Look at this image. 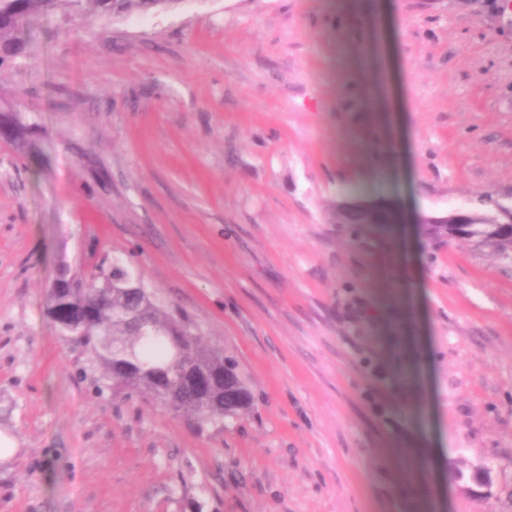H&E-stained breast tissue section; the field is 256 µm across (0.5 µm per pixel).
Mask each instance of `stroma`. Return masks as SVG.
Masks as SVG:
<instances>
[{
  "mask_svg": "<svg viewBox=\"0 0 512 512\" xmlns=\"http://www.w3.org/2000/svg\"><path fill=\"white\" fill-rule=\"evenodd\" d=\"M365 2L33 21L0 73L37 145L0 138V512H512V267L415 222L512 203V0ZM120 255L234 360L223 428L97 393L61 338L60 264ZM378 211V212H377ZM403 224L404 217L395 211L377 210L371 205L362 202H354L340 209L341 224Z\"/></svg>",
  "mask_w": 512,
  "mask_h": 512,
  "instance_id": "35a3bbf8",
  "label": "stroma"
}]
</instances>
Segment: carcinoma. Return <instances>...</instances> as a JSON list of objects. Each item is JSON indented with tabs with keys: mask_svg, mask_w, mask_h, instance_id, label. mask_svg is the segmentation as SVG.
<instances>
[{
	"mask_svg": "<svg viewBox=\"0 0 512 512\" xmlns=\"http://www.w3.org/2000/svg\"><path fill=\"white\" fill-rule=\"evenodd\" d=\"M178 0H0V69L28 54L31 21L66 4L70 14L98 19L128 16L168 8ZM9 129L22 148L30 127L13 113H0V126ZM485 210L472 213L474 234L500 263L512 262V242L499 238L491 224L498 216L497 200L481 199ZM130 260L115 257L109 266L98 264L88 273H76L51 288L49 314L67 342L94 363L104 365L112 386L145 393L156 405L186 413L204 431L246 410L249 401L235 402L226 389L249 395L235 363L224 350L202 344L194 320L185 312L161 303L148 287L132 298L119 281ZM199 372L211 375L205 389L182 386L184 378Z\"/></svg>",
	"mask_w": 512,
	"mask_h": 512,
	"instance_id": "carcinoma-1",
	"label": "carcinoma"
}]
</instances>
